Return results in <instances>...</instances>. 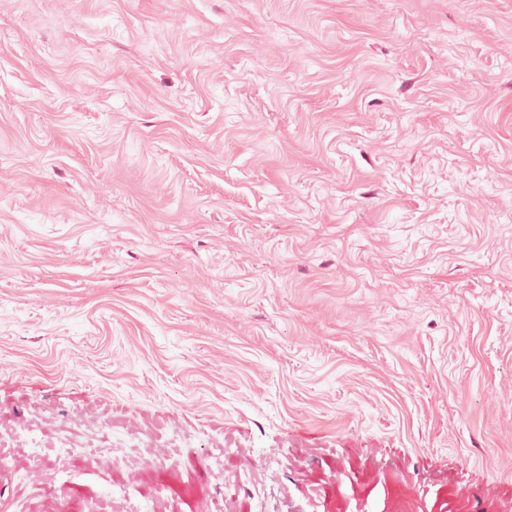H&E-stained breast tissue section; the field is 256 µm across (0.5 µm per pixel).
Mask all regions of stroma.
Returning a JSON list of instances; mask_svg holds the SVG:
<instances>
[{"mask_svg":"<svg viewBox=\"0 0 512 512\" xmlns=\"http://www.w3.org/2000/svg\"><path fill=\"white\" fill-rule=\"evenodd\" d=\"M76 411L0 512H512V0H0V425ZM83 420L81 418L69 417L68 424L59 428L60 431H66L69 433L65 437V439L59 438L57 441L53 440V437H47L42 434L39 428H34L33 425H30L27 429V432L32 433L35 431H39L43 437L39 444V448H47L46 450L40 451V458L43 462L48 463L49 451H56L57 448H64V446L70 443L72 440H75L79 437H87V444L90 447H105L112 443V433L117 430L120 426H118L112 419L102 418L100 419L96 425L85 431L81 430Z\"/></svg>","mask_w":512,"mask_h":512,"instance_id":"35a3bbf8","label":"stroma"}]
</instances>
